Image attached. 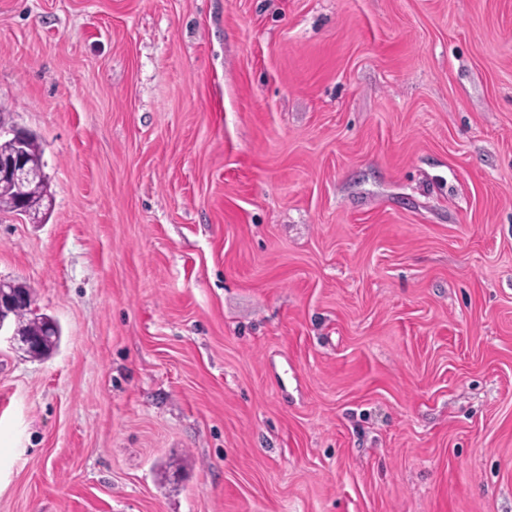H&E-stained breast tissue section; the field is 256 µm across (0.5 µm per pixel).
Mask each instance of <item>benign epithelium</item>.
<instances>
[{
	"instance_id": "obj_1",
	"label": "benign epithelium",
	"mask_w": 512,
	"mask_h": 512,
	"mask_svg": "<svg viewBox=\"0 0 512 512\" xmlns=\"http://www.w3.org/2000/svg\"><path fill=\"white\" fill-rule=\"evenodd\" d=\"M28 136V131L14 126L6 128L0 120V140L7 139L11 143L8 152L0 153V182L9 184L15 194V214L25 217L31 224H40L42 196L32 175L34 164L29 155ZM32 307L34 297L31 289L11 280L0 279V333L13 313Z\"/></svg>"
}]
</instances>
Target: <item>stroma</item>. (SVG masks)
<instances>
[{"label": "stroma", "mask_w": 512, "mask_h": 512, "mask_svg": "<svg viewBox=\"0 0 512 512\" xmlns=\"http://www.w3.org/2000/svg\"><path fill=\"white\" fill-rule=\"evenodd\" d=\"M0 120V512H512V0H0ZM29 135L28 130L14 126L5 128L0 120V140L8 139L11 143L8 152L0 153V182L9 184L15 194L17 207L14 213L25 217L31 224H39L42 223V205L46 208L44 202H49L50 198L49 181L43 180L37 173L39 188L33 179L34 164L32 156L29 155ZM11 188L0 185L1 209L13 210L14 195ZM32 290L11 280L0 279V337L11 315L19 309L34 308ZM53 321H51V320ZM53 323L54 330H52L51 335L45 341L40 349L35 352L30 353L33 357H45L48 356L56 349L59 345L61 338V329L58 323L52 319L51 317L42 314V315H33L30 311H23L17 314L16 316V325L19 329L23 331H37L41 329V324L45 323ZM21 330L14 328L10 333L11 341H13L14 345L17 349L24 351L27 353L31 347L36 343V339L30 336L23 334Z\"/></svg>", "instance_id": "1"}]
</instances>
